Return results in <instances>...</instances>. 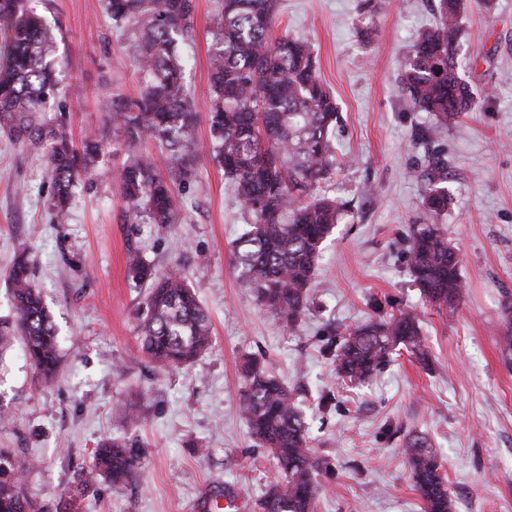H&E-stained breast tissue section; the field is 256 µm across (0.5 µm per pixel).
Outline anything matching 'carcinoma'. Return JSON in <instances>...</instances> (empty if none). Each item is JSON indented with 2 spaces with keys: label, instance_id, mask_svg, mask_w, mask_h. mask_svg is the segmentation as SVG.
<instances>
[{
  "label": "carcinoma",
  "instance_id": "obj_1",
  "mask_svg": "<svg viewBox=\"0 0 512 512\" xmlns=\"http://www.w3.org/2000/svg\"><path fill=\"white\" fill-rule=\"evenodd\" d=\"M464 0H438L439 22L422 33L408 53L400 76L413 107L428 114V137L474 109L476 100L459 76V18ZM113 25L129 36L141 74L137 97L115 95L106 103L121 133L124 158L117 176L128 218L168 228L180 223L175 192L195 177L201 149L192 133L198 119L187 92L188 60L180 45L193 39V0H104ZM29 0H0V134L16 141L48 144L47 164L53 182V206L62 210L81 177L91 178L105 153L104 133L72 141L64 122L38 120L43 112L63 113L67 86L58 55V20ZM277 0H223L211 44L208 120L209 153L232 182L246 215L231 260L240 286L293 327L308 310V288L321 246L346 211V203L318 193L336 169L332 134L339 120L336 100L316 73L308 41L285 34L273 37ZM164 147L166 172L143 153L145 143ZM421 204L439 215L448 208V159L428 156L420 175ZM408 262L425 299L440 309L461 301L465 288L460 258L437 224H418L410 237ZM128 268L136 281L150 283L140 321L139 352L161 367L192 363L210 344L211 318L194 288L174 273H162L136 249ZM28 257L19 256L9 278L13 325L0 326V352L21 339L38 376L51 382L60 365L59 340L40 293L30 282ZM498 337L503 365L512 369V299L504 303ZM405 348L429 364L418 319L401 311L370 320L341 334L336 375L361 383ZM249 383L242 412L256 447L275 460L279 478L258 503L261 512H315L320 494L316 476L324 465L308 447L304 417L293 392L249 359ZM139 440L114 436L94 450L89 476L74 490L85 496L89 482L105 476L114 483L134 478L142 462ZM425 512H452L447 479L429 439L407 436L403 448ZM31 466L0 448V512H40L26 494L20 473Z\"/></svg>",
  "mask_w": 512,
  "mask_h": 512
}]
</instances>
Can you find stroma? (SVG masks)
<instances>
[{"mask_svg":"<svg viewBox=\"0 0 512 512\" xmlns=\"http://www.w3.org/2000/svg\"><path fill=\"white\" fill-rule=\"evenodd\" d=\"M185 52L198 110L194 137L209 139V50L221 0H195ZM434 0H278L275 34L307 39L341 119L340 163L321 193L349 202L309 284V309L288 328L239 288L231 245L244 223L223 168L200 155L178 193L181 222L166 231L126 217L106 172L120 139L69 205L51 206L46 145L0 135V320L13 317L9 271L31 256V282L52 313L62 364L41 382L22 344L0 357V448L36 466L25 484L41 512H205L232 498L258 512L277 474L240 413L243 363L253 358L295 393L309 444L328 463L316 512H424L403 453L427 436L444 465L456 512H512V371L496 340L512 297V0H467L460 22L461 77L478 106L432 143L426 113L401 90L412 43L436 23ZM62 25L64 122L73 139L111 126V92L136 95L139 75L102 0H54ZM448 160L452 202L439 222L461 259L467 288L455 309L422 297L406 261L411 227L426 224L416 179L431 150ZM195 288L213 324L212 346L192 364L159 370L140 359L137 318L148 292L126 253ZM414 312L430 353L424 369L400 351L365 383L337 379L331 355L343 328L398 310ZM330 403H323V396ZM128 433L145 446L133 480H98L79 505L71 491L97 444Z\"/></svg>","mask_w":512,"mask_h":512,"instance_id":"35a3bbf8","label":"stroma"}]
</instances>
